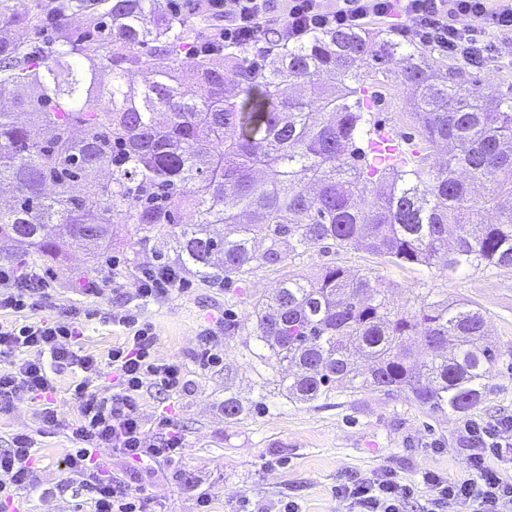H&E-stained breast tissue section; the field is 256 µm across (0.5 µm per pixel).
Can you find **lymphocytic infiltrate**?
<instances>
[{"instance_id": "lymphocytic-infiltrate-1", "label": "lymphocytic infiltrate", "mask_w": 512, "mask_h": 512, "mask_svg": "<svg viewBox=\"0 0 512 512\" xmlns=\"http://www.w3.org/2000/svg\"><path fill=\"white\" fill-rule=\"evenodd\" d=\"M224 17V38L259 50L262 31L275 23L279 37L289 41L330 28H361L380 21L400 36L416 35L419 42L444 53L470 48L473 64H482L495 49L494 38L512 34V0H285L283 14L272 16L270 0H207ZM50 284L35 268L0 265V411L27 397L38 408L36 433H17L9 447L0 448V500L20 494L61 496L72 486L85 492L90 512H146L145 498L101 471L97 452L110 449L134 468L165 464L179 467L184 443L176 429L148 439L139 414L144 384L167 391L183 389L182 366L152 357L155 336L134 316L116 321L127 331L124 341L106 358L87 352L85 310L73 307L57 317L24 320L40 310ZM77 374L73 397L76 421L60 419L52 400L56 377ZM66 431L76 446L65 456V477L46 489L38 482L33 460L38 436ZM464 446L467 474L450 479L424 474L421 484L405 483L390 471L371 476L345 475L335 494L346 512H406L418 491L427 494L424 512H443L456 504L460 512H512V418L466 420Z\"/></svg>"}]
</instances>
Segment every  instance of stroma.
I'll use <instances>...</instances> for the list:
<instances>
[{"mask_svg":"<svg viewBox=\"0 0 512 512\" xmlns=\"http://www.w3.org/2000/svg\"><path fill=\"white\" fill-rule=\"evenodd\" d=\"M495 44L492 69L468 65L465 77L507 92L512 90V35L496 37ZM174 233L167 227L144 243L135 225L116 224L98 259L69 243L60 260L45 269L51 290L44 315L71 307L92 310L83 338L87 351L106 357L124 338L113 315L131 311L152 324L155 357L183 366L186 390L150 386L139 400L148 436L161 432L166 417L181 434V467L135 470L112 451L101 456L103 472L147 492L155 512H198L202 496L209 499L211 512H279L290 499L301 512H344L334 487L345 471L388 469L415 484L427 472L460 478L467 474L465 418L512 416V270L483 266L449 276L436 268L386 263L355 244L307 245L278 266L253 268L230 283H209L184 273L182 288L159 301H142L136 293L139 273L155 265L158 256L172 257ZM330 264L351 274L374 270L402 307L417 306L419 297L428 294L435 300H467L479 308L489 340L503 353L491 368L481 404L466 416L430 413L402 394L342 389L313 403L289 401L280 368L262 360L252 303L271 294L287 275L309 276ZM89 280L103 284L100 297L86 294L83 285ZM205 335L222 356L220 365L206 370L196 361ZM230 396L243 406L232 421L224 417V400ZM72 445L62 431L41 438L36 461L40 483L62 479L60 462Z\"/></svg>","mask_w":512,"mask_h":512,"instance_id":"obj_1","label":"stroma"}]
</instances>
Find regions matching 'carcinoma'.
Returning <instances> with one entry per match:
<instances>
[{
	"label": "carcinoma",
	"instance_id": "1",
	"mask_svg": "<svg viewBox=\"0 0 512 512\" xmlns=\"http://www.w3.org/2000/svg\"><path fill=\"white\" fill-rule=\"evenodd\" d=\"M84 29L66 24L71 8ZM180 6L159 0H78L44 11L4 6L0 88V240L53 262L60 240L97 249L114 219L174 234L179 271L232 282L284 251L362 244L395 265L453 275L512 268V96L469 88L460 58L435 73L424 46L369 29L322 30L272 42L259 65L248 47L205 35ZM98 55L85 54V44ZM187 47L198 67L180 69ZM399 57L391 74L386 60ZM145 67L135 87L125 81ZM400 82L418 156L387 167L365 161L356 142L372 109L365 84ZM311 88L307 99L284 92ZM44 131L36 140L31 129ZM446 145L445 159L430 157ZM110 171L107 181L98 170ZM484 192L476 196L471 184ZM497 214L493 223L488 212ZM224 225V237L209 226ZM266 248L255 250L256 239ZM258 341L288 367V398L313 403L338 389L401 392L432 413L476 407L501 351L484 316L464 300L391 302L372 272L325 266L292 276L253 303Z\"/></svg>",
	"mask_w": 512,
	"mask_h": 512
}]
</instances>
